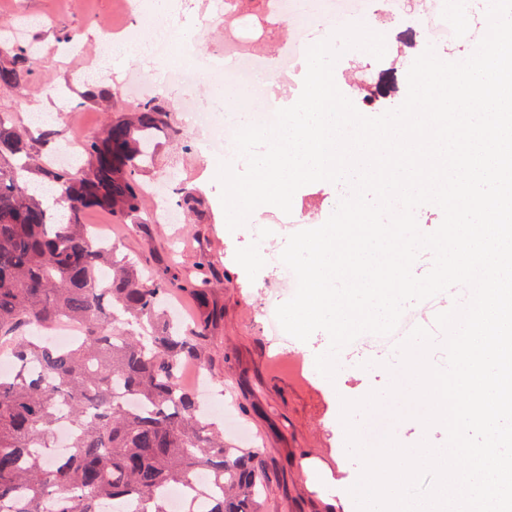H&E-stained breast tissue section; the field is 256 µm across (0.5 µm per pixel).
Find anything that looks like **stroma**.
<instances>
[{
  "label": "stroma",
  "mask_w": 512,
  "mask_h": 512,
  "mask_svg": "<svg viewBox=\"0 0 512 512\" xmlns=\"http://www.w3.org/2000/svg\"><path fill=\"white\" fill-rule=\"evenodd\" d=\"M116 0H0V22H22L27 41L38 53L32 63V90L0 95V110L30 129L54 132L51 145L69 144L76 133H100L119 111L136 106L134 98L120 93L126 75L140 72L133 60L115 56L111 73H101L97 60L105 38L126 30L128 39L149 41L151 31L118 16ZM417 50L387 39L383 60L360 50L344 53L334 67L335 78L354 77L353 95L365 100L378 86L388 93L382 110L400 106L405 91L395 83L408 72ZM50 84L63 95L50 99L38 86ZM104 89L107 98L84 101L88 87ZM207 133L179 126L176 136L161 140L153 166L141 171L139 180L148 185L159 180L160 170L175 167L167 184L170 203H178L181 189L196 191L202 204L198 212L180 223L130 224L111 214L89 210L84 223L95 225L111 239L119 255L129 257L153 275L165 278L176 273L189 279L206 273L212 285L206 303L188 293L173 295L170 308L191 324L204 322L208 312L218 318L206 324L207 353L203 368L208 385L224 406L216 421L224 429V442L234 448L259 451L268 473V488L261 512H357L350 494L361 462L349 456L340 421L342 399L357 400L370 391L385 389L389 367L398 366L396 347L352 343L339 353L344 366L335 380L325 379L315 367L317 354L330 346L325 331L308 341H282L271 335L261 314L272 292L273 271L267 258L282 252L292 229L272 225L259 236L252 226L228 230L216 180L222 156L206 151ZM348 188L339 183L315 182L297 190L296 210L333 211ZM366 444H377L386 431H393L403 445L421 439L443 444L446 433L435 425L423 428L413 418L392 422L388 413L355 414Z\"/></svg>",
  "instance_id": "35a3bbf8"
}]
</instances>
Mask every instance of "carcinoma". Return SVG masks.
I'll return each instance as SVG.
<instances>
[{"instance_id": "cac0c4a2", "label": "carcinoma", "mask_w": 512, "mask_h": 512, "mask_svg": "<svg viewBox=\"0 0 512 512\" xmlns=\"http://www.w3.org/2000/svg\"><path fill=\"white\" fill-rule=\"evenodd\" d=\"M30 42L3 41L0 90L32 83ZM169 112L150 98L85 140L77 168L43 154L0 111V505L9 512H168L170 486L195 489L187 512H258L267 475L255 451L224 447L178 386L204 360L206 327L166 316L168 296L199 298L209 281L147 282L83 223L90 209L146 224L139 172L152 161ZM70 320L77 344L33 333ZM72 434L52 459L57 424ZM53 498L55 509L45 506Z\"/></svg>"}]
</instances>
